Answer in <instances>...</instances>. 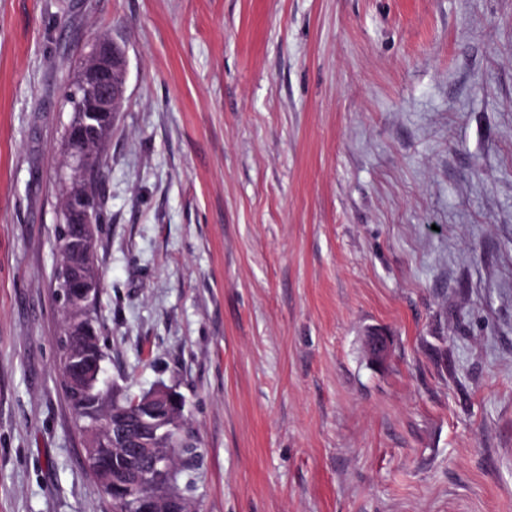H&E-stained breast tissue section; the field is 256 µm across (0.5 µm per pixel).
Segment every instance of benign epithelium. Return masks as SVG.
I'll list each match as a JSON object with an SVG mask.
<instances>
[{
    "label": "benign epithelium",
    "mask_w": 512,
    "mask_h": 512,
    "mask_svg": "<svg viewBox=\"0 0 512 512\" xmlns=\"http://www.w3.org/2000/svg\"><path fill=\"white\" fill-rule=\"evenodd\" d=\"M128 61L125 47L118 41L93 45L79 67L73 82L75 98L94 104L97 112H116L125 98ZM65 189L90 190L99 172L91 155L78 153L68 145L62 148ZM56 297L67 314L63 327L69 336L85 330L92 323L93 309L99 301L102 283L93 278L78 286L72 285L68 264L56 269ZM367 351L372 360L384 362L389 357L387 337L375 333L368 337ZM102 371L100 362L77 361L70 369L69 379L84 394L92 392ZM120 394L100 400L103 415L112 420L96 421L83 427L87 439L101 435L112 444L115 462L93 461L90 472L104 496L124 498L135 512H184L186 501L171 480L177 449V434L183 432L184 398L173 388L160 385L134 398L130 407H120Z\"/></svg>",
    "instance_id": "benign-epithelium-1"
}]
</instances>
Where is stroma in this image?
<instances>
[{
	"instance_id": "1",
	"label": "stroma",
	"mask_w": 512,
	"mask_h": 512,
	"mask_svg": "<svg viewBox=\"0 0 512 512\" xmlns=\"http://www.w3.org/2000/svg\"><path fill=\"white\" fill-rule=\"evenodd\" d=\"M112 38L104 377L183 396L193 512H512V0H0V512H112L54 281ZM128 61L117 40L98 42L87 53L73 82L75 98L91 101L94 112H118L125 98Z\"/></svg>"
}]
</instances>
